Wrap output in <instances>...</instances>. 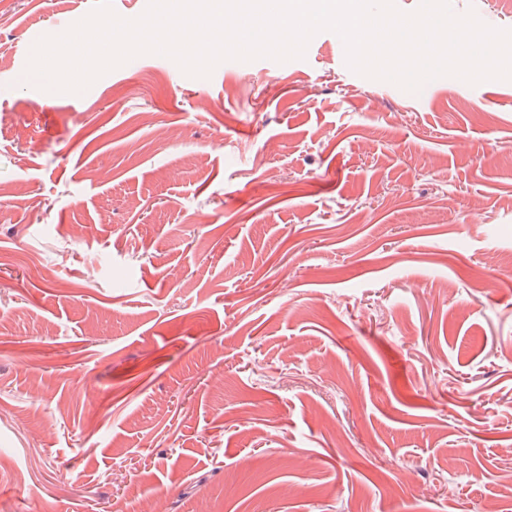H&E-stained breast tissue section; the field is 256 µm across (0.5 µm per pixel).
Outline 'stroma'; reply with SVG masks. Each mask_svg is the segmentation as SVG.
Returning a JSON list of instances; mask_svg holds the SVG:
<instances>
[{"instance_id": "stroma-1", "label": "stroma", "mask_w": 512, "mask_h": 512, "mask_svg": "<svg viewBox=\"0 0 512 512\" xmlns=\"http://www.w3.org/2000/svg\"><path fill=\"white\" fill-rule=\"evenodd\" d=\"M0 15V512H512V81L331 31L36 87ZM512 30V0H450Z\"/></svg>"}]
</instances>
